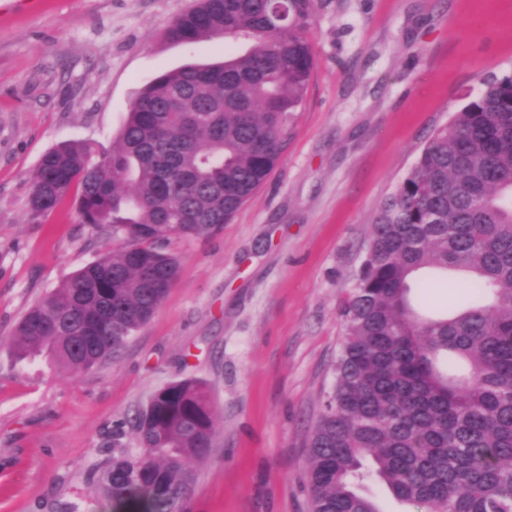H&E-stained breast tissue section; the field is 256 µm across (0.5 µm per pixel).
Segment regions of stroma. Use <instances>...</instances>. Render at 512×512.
<instances>
[{
	"instance_id": "35a3bbf8",
	"label": "stroma",
	"mask_w": 512,
	"mask_h": 512,
	"mask_svg": "<svg viewBox=\"0 0 512 512\" xmlns=\"http://www.w3.org/2000/svg\"><path fill=\"white\" fill-rule=\"evenodd\" d=\"M194 0H38L0 9V512H110L91 470L151 394L204 381L217 439L189 512H307L306 442L345 335L370 218L489 75L512 74V0H317V66L279 164L221 230L174 239L181 271L117 358L79 376L16 361L17 323L112 243L72 200L29 217L40 156L99 154L139 89L240 42H168Z\"/></svg>"
}]
</instances>
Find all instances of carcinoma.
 Instances as JSON below:
<instances>
[{
  "instance_id": "carcinoma-1",
  "label": "carcinoma",
  "mask_w": 512,
  "mask_h": 512,
  "mask_svg": "<svg viewBox=\"0 0 512 512\" xmlns=\"http://www.w3.org/2000/svg\"><path fill=\"white\" fill-rule=\"evenodd\" d=\"M315 12L316 0H197L164 38L232 36L243 52L146 83L111 153L73 141L41 155L31 221L72 195L80 223L112 226V247L27 311L19 359L75 375L149 321L181 268L166 243L219 231L279 163L316 66ZM370 224L306 443L310 512H381L361 492L369 477L419 512H512V75L483 79ZM449 270L476 301L422 315V274ZM131 424L140 447L112 448L94 472L112 512H187L192 464L216 441L206 384L158 389Z\"/></svg>"
}]
</instances>
